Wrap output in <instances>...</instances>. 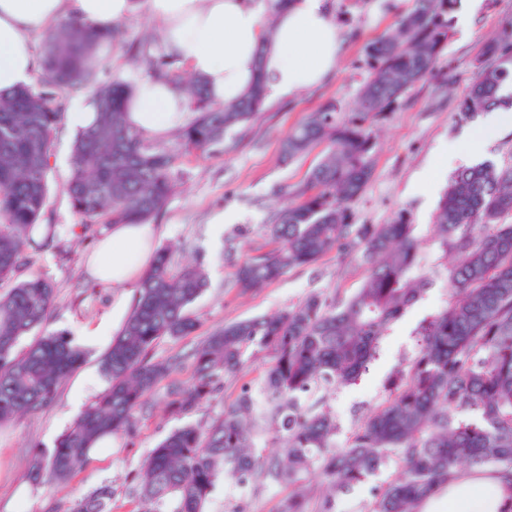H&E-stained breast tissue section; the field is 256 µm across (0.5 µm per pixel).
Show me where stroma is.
Returning <instances> with one entry per match:
<instances>
[{
    "mask_svg": "<svg viewBox=\"0 0 512 512\" xmlns=\"http://www.w3.org/2000/svg\"><path fill=\"white\" fill-rule=\"evenodd\" d=\"M405 6L400 0H364L355 17L336 14L345 38L343 56L329 82L293 101L267 103L264 112L234 138L232 148L215 146L206 154L182 153L178 169L181 189L173 195L157 218L162 234L157 243L178 249V263L190 260L184 245H197L206 252V272L210 286L192 307L199 322L194 335L163 338L152 350L154 359L181 355V366L163 380L138 414L133 436L114 438L111 445L95 449L88 462L63 483L32 485L25 479L35 452L48 451L56 439L89 407L106 388L99 360L132 310L118 304L112 289L89 282L84 255L92 244L74 245L70 229L77 224L63 186L70 172V155L77 132L69 120H62L54 139L51 158V189L46 212L52 223L61 225V251H48L34 261L29 272L50 278L57 302L45 325L49 331L68 332L86 360L59 384L51 404L31 415L0 427V512H51L101 485L113 490L111 512H138L140 504L131 494L132 473L157 443L181 422L205 425L222 413L241 393L260 395L270 358L257 353L248 357L241 373L226 378L221 393L212 401L185 415L183 420L167 417L164 407L171 385L186 386L193 381L190 358L193 350L214 328L224 323L262 316L302 301L310 292L324 290L345 298L360 287L365 267L331 253L311 267L290 271L282 280L243 295L232 283L233 266L221 251L225 239H235L239 254L267 252L269 244L261 232L275 213L287 203L288 187L301 183L320 156L285 161L280 143L288 131L308 113L326 101L341 102L352 111L364 73L360 67L363 46L371 38L390 32ZM512 23V0H481L466 23L453 26V34L438 70L418 84L403 99L397 112L376 128L373 172L361 196L353 203L354 220L359 224H384L401 209H408L421 243L425 263L438 256L429 238V226L441 193L454 169L445 158L449 145L461 142L470 132L471 122L459 120L457 102L476 72V62L485 42ZM154 25L139 12L121 22L122 40L112 47L105 63L112 74L125 78L138 75L129 49L138 45ZM226 214L224 223H215L217 214ZM448 301L444 282H436L383 336L375 359L358 381L337 387L328 394L306 395L305 408L331 410L339 425L337 445L358 428L369 412L387 400L392 383L415 356L422 324ZM402 470L393 459L371 472L336 500V512H371L382 486ZM291 486L269 482L254 473L246 482L219 480L206 505V512H278Z\"/></svg>",
    "mask_w": 512,
    "mask_h": 512,
    "instance_id": "35a3bbf8",
    "label": "stroma"
}]
</instances>
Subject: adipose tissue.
<instances>
[{"label": "adipose tissue", "instance_id": "1", "mask_svg": "<svg viewBox=\"0 0 512 512\" xmlns=\"http://www.w3.org/2000/svg\"><path fill=\"white\" fill-rule=\"evenodd\" d=\"M334 0H0V92L33 82L37 60L31 37L75 18L102 34L137 11L158 22L171 60L201 78L216 99L231 103L263 72L267 95L294 98L332 77L344 35ZM188 118L184 95L171 84L140 78L128 108L132 127L162 137ZM512 132V108L487 112L455 153L462 160L487 152ZM158 234L153 224H116L86 259L94 283L135 288ZM419 512H512V476L475 469L437 490Z\"/></svg>", "mask_w": 512, "mask_h": 512}]
</instances>
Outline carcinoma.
Wrapping results in <instances>:
<instances>
[{"label": "carcinoma", "mask_w": 512, "mask_h": 512, "mask_svg": "<svg viewBox=\"0 0 512 512\" xmlns=\"http://www.w3.org/2000/svg\"><path fill=\"white\" fill-rule=\"evenodd\" d=\"M459 0H413L395 31L364 45L366 77L357 108L343 112L329 100L282 140L295 160L322 145V157L288 191L289 203L262 230L272 249L233 264L234 286L251 292L289 271L315 265L337 249L361 262L367 275L345 299L321 291L271 315L229 322L191 354L194 382L173 387L166 405L181 416L213 399L224 378L238 374L245 352H267L265 401L243 391L202 428L186 424L165 436L133 477L140 512H205L219 476L244 482L257 470L294 487L281 512H307L301 479L315 462L333 489L322 512L395 453L401 473L378 494L373 512H417L418 505L472 468L512 474V163L484 161L456 171L430 226L440 261L425 268L415 225L400 211L386 224H356L350 204L372 173L373 126L438 68ZM140 49L144 73L169 82L187 98L193 118L176 130L178 147L130 126L126 108L133 82H103L96 54L101 37L67 19L44 40L37 76L0 95V424L47 405L61 380L80 367L84 351L64 331L45 333L55 286L23 277L38 254L58 247L59 228L45 221L53 138L61 120L55 93L89 88L96 122L77 133L64 184L78 227L97 238L113 224H148L175 191L178 149L207 152L254 121L266 89L254 83L237 102L210 95L198 78L185 81L173 62ZM468 92L457 104L462 121L498 106L512 107V43L484 44ZM441 279L448 304L421 326L419 348L390 399L372 411L343 446L336 417L308 412L301 398L318 387L355 382L391 326ZM209 288L199 265L174 268L162 246L140 277L133 309L100 359L108 387L56 441L32 458L29 481L68 480L95 444L128 434L137 414L180 359L155 360L161 338L198 329L191 306ZM275 422L287 442L285 459L263 455L255 437ZM112 486L76 500L68 512H109Z\"/></svg>", "instance_id": "cac0c4a2"}]
</instances>
